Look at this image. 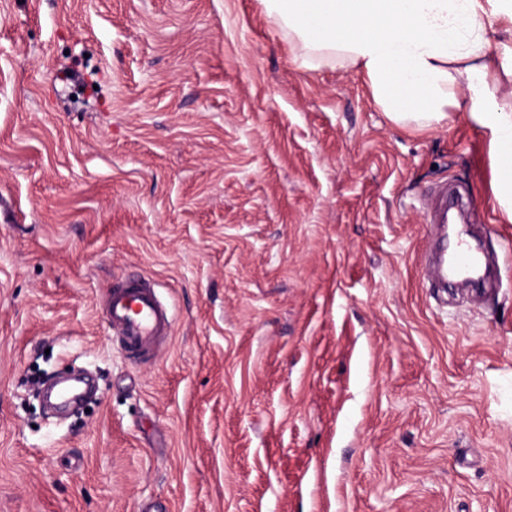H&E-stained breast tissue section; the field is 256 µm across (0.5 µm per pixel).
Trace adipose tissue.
<instances>
[{"instance_id":"adipose-tissue-1","label":"adipose tissue","mask_w":512,"mask_h":512,"mask_svg":"<svg viewBox=\"0 0 512 512\" xmlns=\"http://www.w3.org/2000/svg\"><path fill=\"white\" fill-rule=\"evenodd\" d=\"M300 67L341 61L395 123L426 127L464 112L489 134L493 190L512 223V0H261ZM468 97H461V88Z\"/></svg>"}]
</instances>
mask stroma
Masks as SVG:
<instances>
[{
  "mask_svg": "<svg viewBox=\"0 0 512 512\" xmlns=\"http://www.w3.org/2000/svg\"><path fill=\"white\" fill-rule=\"evenodd\" d=\"M295 54L261 0H0V512H512L488 137ZM442 182L503 253L477 298L419 280ZM133 274L173 314L154 358L104 318ZM77 368L79 413L30 400Z\"/></svg>",
  "mask_w": 512,
  "mask_h": 512,
  "instance_id": "35a3bbf8",
  "label": "stroma"
}]
</instances>
